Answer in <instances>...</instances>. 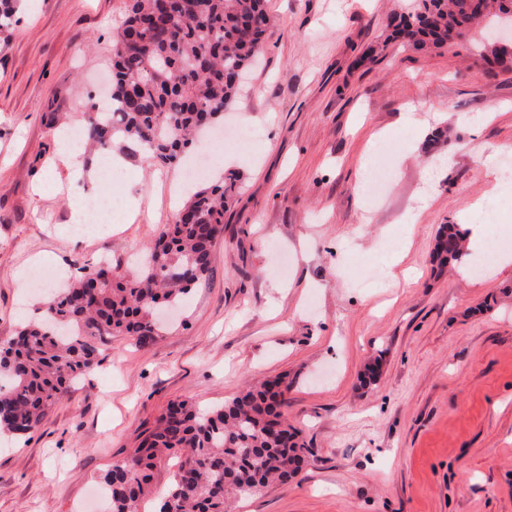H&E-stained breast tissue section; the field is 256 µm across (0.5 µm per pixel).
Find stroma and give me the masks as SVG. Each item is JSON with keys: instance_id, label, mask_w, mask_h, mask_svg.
<instances>
[{"instance_id": "1", "label": "stroma", "mask_w": 512, "mask_h": 512, "mask_svg": "<svg viewBox=\"0 0 512 512\" xmlns=\"http://www.w3.org/2000/svg\"><path fill=\"white\" fill-rule=\"evenodd\" d=\"M129 3L0 0V340L48 299L27 282L33 265L129 267L184 199L181 165L130 155L107 186L119 231L62 233L69 198L91 186L54 166L55 119L106 91ZM413 5L265 0L261 62L221 129L263 136L210 172L236 171L240 187L209 276L167 333L105 337L99 366L37 430L0 438V512H106L92 490L170 401L206 408L282 375L307 463L234 512H512V67L487 72L470 38L390 39L389 17ZM374 141L391 180L372 201L357 166ZM441 155L450 164L418 209ZM476 223L482 275L437 269L440 225ZM372 357L380 377L364 387Z\"/></svg>"}]
</instances>
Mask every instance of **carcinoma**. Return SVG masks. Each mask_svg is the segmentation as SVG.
<instances>
[{"label":"carcinoma","mask_w":512,"mask_h":512,"mask_svg":"<svg viewBox=\"0 0 512 512\" xmlns=\"http://www.w3.org/2000/svg\"><path fill=\"white\" fill-rule=\"evenodd\" d=\"M505 0H416L392 15V34L414 47L443 48L482 21H495ZM269 19L264 0H131L112 53V116L84 114L83 138L97 154L131 143L144 159L178 163L202 128L237 98L240 75L254 62ZM239 176L231 172L190 196L164 225L146 257L124 271L105 262L56 289L38 322L0 341V433L29 434L65 399L75 380L99 363L100 336L155 340L160 307L182 304L205 279L224 233V210ZM440 266L461 262L463 237L454 224L437 234ZM291 386L282 376L247 385L232 399L201 410L173 401L146 432L137 452L102 477L108 512H139L151 493L158 455L178 457L157 512H231L232 499L296 478L309 452L301 431L281 411Z\"/></svg>","instance_id":"cac0c4a2"}]
</instances>
